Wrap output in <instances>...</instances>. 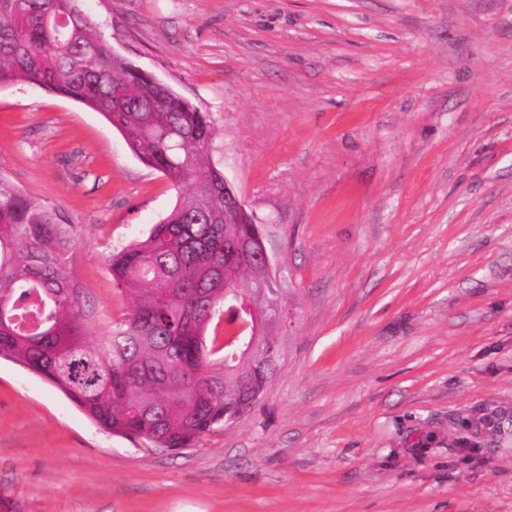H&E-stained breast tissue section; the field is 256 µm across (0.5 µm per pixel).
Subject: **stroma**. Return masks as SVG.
Masks as SVG:
<instances>
[{"label": "stroma", "mask_w": 512, "mask_h": 512, "mask_svg": "<svg viewBox=\"0 0 512 512\" xmlns=\"http://www.w3.org/2000/svg\"><path fill=\"white\" fill-rule=\"evenodd\" d=\"M209 112L266 235L279 356L237 423L165 452L0 360V512H512V0H81ZM0 171L111 251L177 200L97 112L0 88Z\"/></svg>", "instance_id": "obj_1"}]
</instances>
